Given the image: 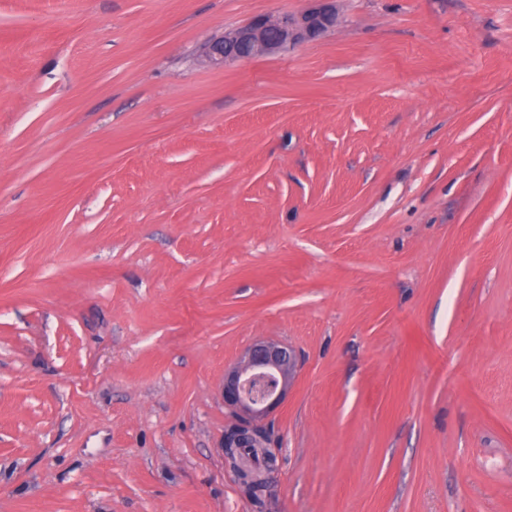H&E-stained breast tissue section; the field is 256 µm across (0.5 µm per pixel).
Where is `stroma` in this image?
<instances>
[{
    "label": "stroma",
    "instance_id": "1",
    "mask_svg": "<svg viewBox=\"0 0 512 512\" xmlns=\"http://www.w3.org/2000/svg\"><path fill=\"white\" fill-rule=\"evenodd\" d=\"M306 5L0 0V512H512V0L198 62ZM298 366L297 355L287 345L257 340L245 350L238 365L224 373V405L239 424L226 437V452L227 447L245 440L236 448L234 459L238 458L244 467L242 477L248 478L247 487L254 496L263 487L264 468L273 460L270 448H266V433L254 436L263 429L260 422L283 403ZM256 378L269 382L262 395L252 391Z\"/></svg>",
    "mask_w": 512,
    "mask_h": 512
}]
</instances>
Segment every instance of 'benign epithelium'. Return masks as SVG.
Listing matches in <instances>:
<instances>
[{
  "instance_id": "7a95c632",
  "label": "benign epithelium",
  "mask_w": 512,
  "mask_h": 512,
  "mask_svg": "<svg viewBox=\"0 0 512 512\" xmlns=\"http://www.w3.org/2000/svg\"><path fill=\"white\" fill-rule=\"evenodd\" d=\"M337 23L335 0H308L299 14L263 15L204 46L201 61L210 66L285 51L320 38ZM299 366L287 345L257 340L237 366L224 373V405L238 420L225 440L234 447L259 433L261 421L284 401Z\"/></svg>"
}]
</instances>
